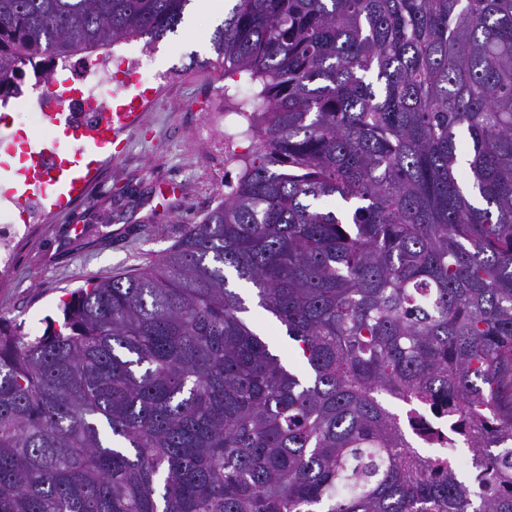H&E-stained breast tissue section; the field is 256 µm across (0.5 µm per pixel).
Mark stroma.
<instances>
[{
	"mask_svg": "<svg viewBox=\"0 0 512 512\" xmlns=\"http://www.w3.org/2000/svg\"><path fill=\"white\" fill-rule=\"evenodd\" d=\"M218 24L187 19L152 48L140 39L118 44L121 52L146 51L151 70L169 79L166 95L141 111L123 152L101 166L85 195L65 212L46 214L18 243L11 274L0 277V316L42 335L73 290L138 272L223 200L226 182L239 173L233 155L252 143L227 138L215 122L217 109L237 106L225 87L247 84L226 76L212 49ZM240 292L273 352L302 370L284 328L257 306L252 285L241 284Z\"/></svg>",
	"mask_w": 512,
	"mask_h": 512,
	"instance_id": "35a3bbf8",
	"label": "stroma"
}]
</instances>
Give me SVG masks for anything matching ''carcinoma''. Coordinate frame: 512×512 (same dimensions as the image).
I'll list each match as a JSON object with an SVG mask.
<instances>
[{
	"label": "carcinoma",
	"mask_w": 512,
	"mask_h": 512,
	"mask_svg": "<svg viewBox=\"0 0 512 512\" xmlns=\"http://www.w3.org/2000/svg\"><path fill=\"white\" fill-rule=\"evenodd\" d=\"M190 2L0 0V85L151 45ZM228 2L254 149L141 271L40 336L0 318V512H512V0ZM383 394L447 402L470 478ZM237 288H240L239 292H241L246 300V305L249 307V313L246 315L250 316L261 333L268 338L273 352L278 354L286 364L289 362L296 371L302 370L303 364L293 356V342L286 336L285 329L267 316L266 312L258 307V305L255 306L254 303L258 299L252 285L240 283L237 285Z\"/></svg>",
	"instance_id": "carcinoma-1"
}]
</instances>
